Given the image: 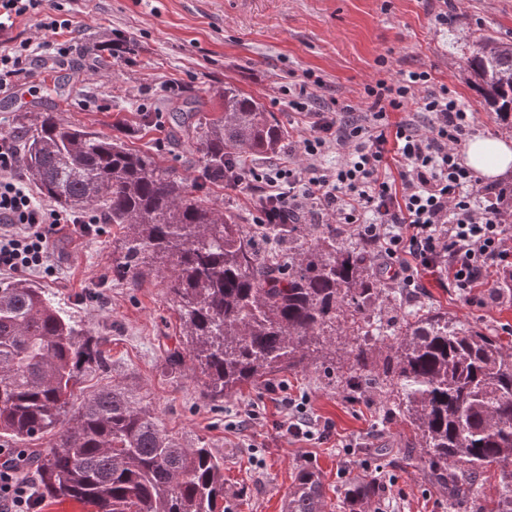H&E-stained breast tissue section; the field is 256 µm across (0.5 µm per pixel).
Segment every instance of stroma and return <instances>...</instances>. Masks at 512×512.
I'll return each mask as SVG.
<instances>
[{"label":"stroma","mask_w":512,"mask_h":512,"mask_svg":"<svg viewBox=\"0 0 512 512\" xmlns=\"http://www.w3.org/2000/svg\"><path fill=\"white\" fill-rule=\"evenodd\" d=\"M71 21L69 55L36 61L12 87L0 91V135L19 136L37 112L55 109L59 121L102 134L116 119L128 121L126 142L152 149L158 161L191 174L196 158L168 138L178 105L201 90L233 87L254 97L285 129L275 155H256L254 167L307 162L299 145L309 134L307 118L288 105V85L305 72L320 76L318 101L359 104L360 92L386 56L391 73L429 71L474 115L473 134L512 139L487 111L470 83L468 59L480 36L512 41V0H62ZM447 11V25L435 17ZM111 45L108 67L86 62ZM84 65L79 81L69 74ZM69 92L71 104L59 101ZM154 115L141 126L138 112ZM122 231L106 224L90 234L61 226L51 244L54 278L26 274L44 288L79 327L110 339L109 366L81 377L76 392L87 396L106 385L137 389L164 423L185 442L204 441L224 459V499L231 512H283L301 467L324 483L326 512H349L338 491L378 481L374 512H448V498L428 485L418 459L396 462L390 448L409 447L408 418L386 390L354 393L335 373L318 368L288 372L272 387L247 386L221 406L202 400L189 367L163 370L166 350L177 348L180 321L162 282L150 278L130 287L115 271ZM414 302L501 336L512 344V293L478 289L466 303L444 280L424 274ZM305 398L306 415L317 420L313 438L286 435L283 397Z\"/></svg>","instance_id":"1"}]
</instances>
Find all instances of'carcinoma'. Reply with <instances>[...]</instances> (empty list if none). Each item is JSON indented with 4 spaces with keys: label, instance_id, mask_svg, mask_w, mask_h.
Listing matches in <instances>:
<instances>
[{
    "label": "carcinoma",
    "instance_id": "obj_1",
    "mask_svg": "<svg viewBox=\"0 0 512 512\" xmlns=\"http://www.w3.org/2000/svg\"><path fill=\"white\" fill-rule=\"evenodd\" d=\"M469 68L497 120L512 125V43L481 36ZM218 96V117L200 105L175 116L172 138L199 161L189 176L118 135L65 126L52 111L21 126L18 163L42 196L121 226L115 270L133 284L161 279L182 326L183 350L167 364L176 368L188 354L204 400L306 371L336 335L352 336L336 370L358 387L390 388L413 426L423 478L448 495V508L512 512V348L420 306L392 339L382 371L370 369V350L382 340L377 301L387 288L362 243L327 224L286 264L262 255L254 228L215 207L213 191L232 178L224 166L239 170L245 154L277 153L285 135L253 97L231 87ZM298 229L265 227L281 239ZM108 359L102 338L62 316L41 289L0 288V437L23 459L34 442L52 438L35 458L42 493L94 512H229L224 457L205 442H182L126 387L78 400L80 376ZM491 471L495 492L478 504ZM382 493L376 481L356 483L344 499L352 512H367ZM324 506L319 474L300 469L286 512Z\"/></svg>",
    "mask_w": 512,
    "mask_h": 512
}]
</instances>
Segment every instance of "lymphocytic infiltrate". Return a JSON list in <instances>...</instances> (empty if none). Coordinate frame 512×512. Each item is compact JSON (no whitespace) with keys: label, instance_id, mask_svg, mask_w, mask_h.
<instances>
[{"label":"lymphocytic infiltrate","instance_id":"lymphocytic-infiltrate-1","mask_svg":"<svg viewBox=\"0 0 512 512\" xmlns=\"http://www.w3.org/2000/svg\"><path fill=\"white\" fill-rule=\"evenodd\" d=\"M57 0H0V32L19 18L38 16L59 33L69 19ZM68 41L32 49L22 41L0 47V89L31 68L38 56L66 57ZM378 76L363 87V113L355 106L318 105L306 89L292 92V110L311 117L300 144L306 171L292 166L248 168L234 189L255 195L258 224H316L322 214L352 229L392 265L398 287L417 289L424 273L445 276L467 302H474L488 270L512 272V186L482 184L460 154L472 131L469 109L428 71L390 74L377 58ZM416 106L425 124L391 121L394 112ZM336 153L335 165L321 163ZM18 146L0 138V274L54 277L50 238L64 224L89 231L100 218L35 200L17 175ZM37 500L14 455L0 448V512H34Z\"/></svg>","mask_w":512,"mask_h":512}]
</instances>
